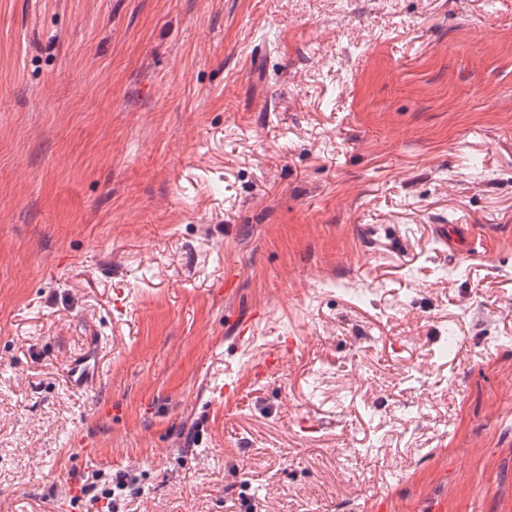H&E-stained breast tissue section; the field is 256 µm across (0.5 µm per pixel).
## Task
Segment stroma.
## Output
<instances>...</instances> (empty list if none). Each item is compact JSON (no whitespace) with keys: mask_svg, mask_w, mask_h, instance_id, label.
<instances>
[{"mask_svg":"<svg viewBox=\"0 0 512 512\" xmlns=\"http://www.w3.org/2000/svg\"><path fill=\"white\" fill-rule=\"evenodd\" d=\"M124 472L512 512V0H0V512ZM297 349L296 341L289 338L286 341L277 342L268 352L265 353L261 362L255 364L253 373L259 377L278 367L286 354L292 355ZM95 363L92 356L86 355L76 359L70 364L69 372L71 383L78 389H83L93 382Z\"/></svg>","mask_w":512,"mask_h":512,"instance_id":"1","label":"stroma"}]
</instances>
